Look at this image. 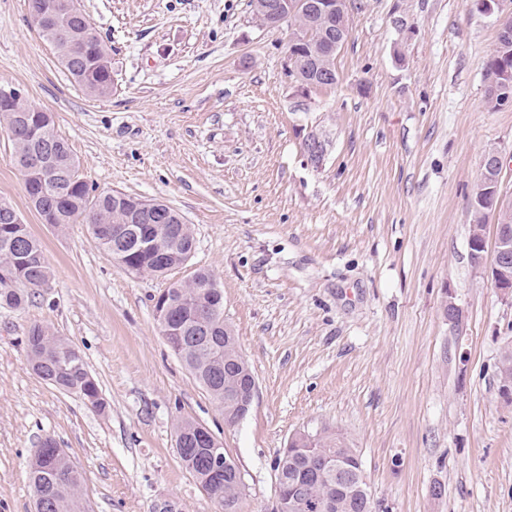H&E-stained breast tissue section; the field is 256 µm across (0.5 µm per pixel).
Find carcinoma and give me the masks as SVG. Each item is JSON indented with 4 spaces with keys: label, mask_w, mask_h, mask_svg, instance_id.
<instances>
[{
    "label": "carcinoma",
    "mask_w": 512,
    "mask_h": 512,
    "mask_svg": "<svg viewBox=\"0 0 512 512\" xmlns=\"http://www.w3.org/2000/svg\"><path fill=\"white\" fill-rule=\"evenodd\" d=\"M288 26L308 35L307 50L293 64V76L302 82H315L319 87L335 85L336 81L323 82L320 77L324 69H335L334 59L327 56V47L336 38V17L295 13L288 19ZM37 28L53 45L61 65L76 84L94 97L112 93V79L97 77L98 72L105 70L98 60L109 56L99 36L88 40L83 60L72 63L69 57L77 34L83 30L82 22L65 12ZM501 63L512 66V32L498 35L486 61V80H491L490 74ZM0 123L8 129L13 143L11 160L19 170H25L27 160L35 154L46 165L44 186L32 189L29 194L38 195L34 203L38 212L43 206H57L55 227L88 225L97 244L121 267L138 275L163 276L188 260L195 248V238L191 225L184 222L179 211L165 205L157 220L146 222L137 211L141 199L117 191L98 192L90 187L79 176L68 143L55 133L53 119L39 112H0ZM169 231L175 241L166 245L165 254L158 258L149 253L146 245ZM50 277L41 243L16 210L0 200V306L23 307L48 287ZM164 292L165 319L180 331L169 337L168 344L223 412L231 413L237 393L253 372L248 365L234 363L238 341L224 321V289L210 273L200 271L190 280L170 283ZM26 359L36 375L58 390L84 400L98 411L106 409L98 383L81 350L71 340L57 335L48 326L35 325L26 337ZM176 430L184 437L176 452L185 469L222 512H236L241 486L233 477L215 470L213 451L200 440L204 435L200 423L182 418L177 421ZM315 450L341 458L352 477L349 482L336 484L331 512H373V506L365 504L353 481L363 472L358 450L350 447L339 433L321 435ZM35 453L39 459L28 464L35 512H42L45 502L52 505L50 512H89L83 477L55 439H41ZM309 460L307 451L299 444L278 451L277 487L283 494L295 495L300 475L311 471ZM323 496L325 481L309 483L301 495V507L295 512H326Z\"/></svg>",
    "instance_id": "1"
}]
</instances>
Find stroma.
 Instances as JSON below:
<instances>
[{
    "instance_id": "1",
    "label": "stroma",
    "mask_w": 512,
    "mask_h": 512,
    "mask_svg": "<svg viewBox=\"0 0 512 512\" xmlns=\"http://www.w3.org/2000/svg\"><path fill=\"white\" fill-rule=\"evenodd\" d=\"M80 4L112 56L111 95L74 83L29 0H0V88L52 114L81 178L176 208L196 248L168 278L143 276L87 225L43 223L0 128V200L51 269L40 296L0 308V512H34L27 463L46 436L81 470L90 512H217L175 452L182 416L239 465L241 512H269L276 452L297 432L347 437L376 512H512V401L498 381L512 298L469 256L486 153L505 154L512 202V106L485 105L495 16L473 0H351L337 83L321 88L290 75V29L263 26L252 0ZM312 133L328 143L319 166ZM199 270L223 288L258 387L232 426L154 309ZM36 324L79 347L106 413L31 371Z\"/></svg>"
}]
</instances>
